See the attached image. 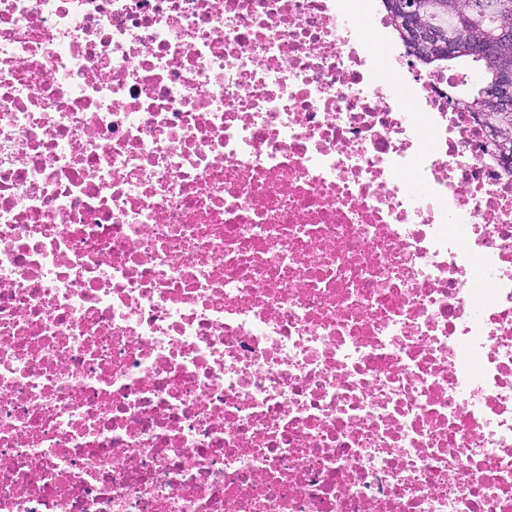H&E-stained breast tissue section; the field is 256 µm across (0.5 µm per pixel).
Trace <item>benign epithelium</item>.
Wrapping results in <instances>:
<instances>
[{"mask_svg":"<svg viewBox=\"0 0 512 512\" xmlns=\"http://www.w3.org/2000/svg\"><path fill=\"white\" fill-rule=\"evenodd\" d=\"M466 13L476 17L493 14L498 24L486 31L478 29L460 46L447 32L434 23L436 13L457 10L452 0H394L392 7L402 17L405 36L412 44V56L417 58L432 51L452 58L460 52L497 62L490 84L479 92L490 90L489 108L477 110L485 124L490 141L497 149L502 165L512 163V25L504 17L512 14V0H468Z\"/></svg>","mask_w":512,"mask_h":512,"instance_id":"7a95c632","label":"benign epithelium"}]
</instances>
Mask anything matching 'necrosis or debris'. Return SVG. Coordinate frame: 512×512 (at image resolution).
<instances>
[{
	"mask_svg": "<svg viewBox=\"0 0 512 512\" xmlns=\"http://www.w3.org/2000/svg\"><path fill=\"white\" fill-rule=\"evenodd\" d=\"M366 0H0V512H512V174Z\"/></svg>",
	"mask_w": 512,
	"mask_h": 512,
	"instance_id": "1",
	"label": "necrosis or debris"
}]
</instances>
